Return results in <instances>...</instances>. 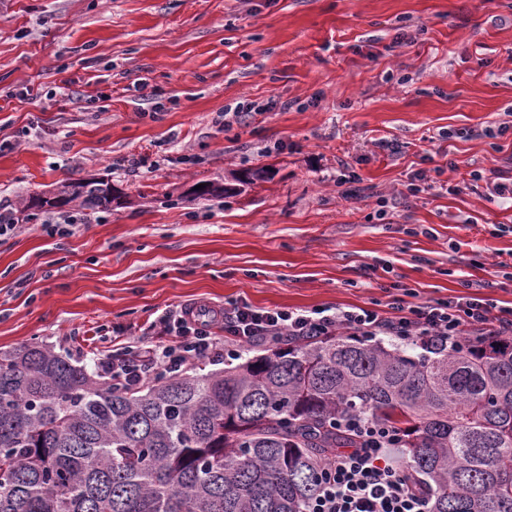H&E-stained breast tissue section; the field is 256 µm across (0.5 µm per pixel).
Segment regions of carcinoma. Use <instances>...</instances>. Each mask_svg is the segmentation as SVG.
<instances>
[{"label": "carcinoma", "instance_id": "cac0c4a2", "mask_svg": "<svg viewBox=\"0 0 512 512\" xmlns=\"http://www.w3.org/2000/svg\"><path fill=\"white\" fill-rule=\"evenodd\" d=\"M352 414L399 432L430 512H512V340L488 333L314 336L139 389L37 342L0 353V512H307Z\"/></svg>", "mask_w": 512, "mask_h": 512}]
</instances>
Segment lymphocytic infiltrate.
Listing matches in <instances>:
<instances>
[{
	"mask_svg": "<svg viewBox=\"0 0 512 512\" xmlns=\"http://www.w3.org/2000/svg\"><path fill=\"white\" fill-rule=\"evenodd\" d=\"M222 319L224 333L218 336L210 322L192 315L189 307L165 312L159 322L168 337L166 343L130 345L104 355L96 362L97 372L115 387H137L160 375H184L205 361L236 358L254 344H278L287 338L393 336L414 344L427 340L451 344L464 328L491 325L499 335H512V310L481 296L413 305L394 295L382 309H265L240 300L225 306ZM342 425L356 434L357 443L336 453L322 470L320 491L308 512H428L427 497L389 457L396 433L359 416L343 419Z\"/></svg>",
	"mask_w": 512,
	"mask_h": 512,
	"instance_id": "obj_1",
	"label": "lymphocytic infiltrate"
}]
</instances>
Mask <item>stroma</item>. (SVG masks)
I'll return each mask as SVG.
<instances>
[{
	"mask_svg": "<svg viewBox=\"0 0 512 512\" xmlns=\"http://www.w3.org/2000/svg\"><path fill=\"white\" fill-rule=\"evenodd\" d=\"M26 81L43 96L13 98ZM271 99L305 107L223 119ZM511 116L512 0H0V206L17 223L0 352L38 340L90 367L164 340L158 316L183 304L370 307L399 286L427 304L481 281L512 309V201L470 177L512 178ZM89 176L128 204L24 207ZM62 215L69 235H47Z\"/></svg>",
	"mask_w": 512,
	"mask_h": 512,
	"instance_id": "stroma-1",
	"label": "stroma"
}]
</instances>
